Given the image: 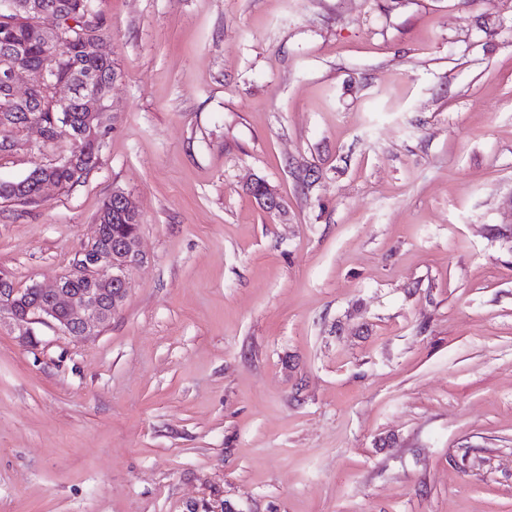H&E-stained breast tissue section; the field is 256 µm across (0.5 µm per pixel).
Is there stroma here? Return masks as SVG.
<instances>
[{
  "mask_svg": "<svg viewBox=\"0 0 512 512\" xmlns=\"http://www.w3.org/2000/svg\"><path fill=\"white\" fill-rule=\"evenodd\" d=\"M99 6L101 163L0 204V275L117 189L144 261L98 335L0 330V512H512V0Z\"/></svg>",
  "mask_w": 512,
  "mask_h": 512,
  "instance_id": "35a3bbf8",
  "label": "stroma"
}]
</instances>
